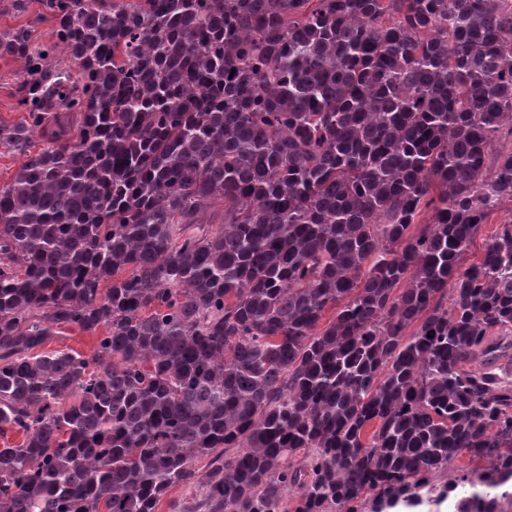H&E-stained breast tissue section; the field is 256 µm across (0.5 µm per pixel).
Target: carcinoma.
<instances>
[{"mask_svg": "<svg viewBox=\"0 0 512 512\" xmlns=\"http://www.w3.org/2000/svg\"><path fill=\"white\" fill-rule=\"evenodd\" d=\"M35 5L53 42L0 30V512H501L512 218L463 259L512 202V0ZM18 68V64L11 59L0 58V123L13 124L25 115L18 104ZM511 209L512 204L506 203L502 209H499L488 216L486 224H482L478 234L473 239V242L466 252L463 263L470 264L482 255L486 244L495 233L498 224H501L504 219L510 217ZM58 337L45 347L46 350L72 349L81 354H91L96 348V335H89L79 331L76 327L59 329Z\"/></svg>", "mask_w": 512, "mask_h": 512, "instance_id": "carcinoma-1", "label": "carcinoma"}]
</instances>
